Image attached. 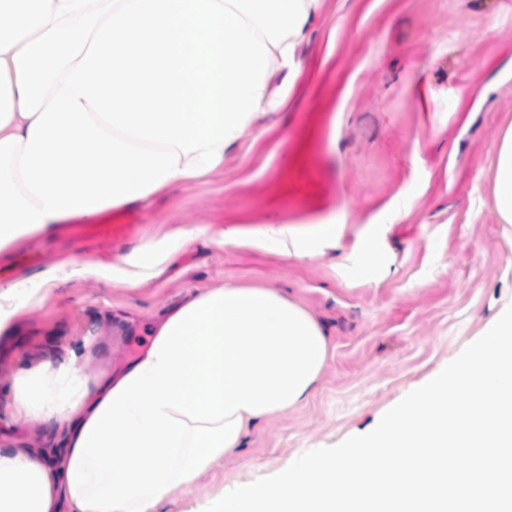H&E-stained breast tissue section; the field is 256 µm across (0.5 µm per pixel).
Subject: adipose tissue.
<instances>
[{
    "label": "adipose tissue",
    "mask_w": 512,
    "mask_h": 512,
    "mask_svg": "<svg viewBox=\"0 0 512 512\" xmlns=\"http://www.w3.org/2000/svg\"><path fill=\"white\" fill-rule=\"evenodd\" d=\"M321 0H0V247L74 216L194 181L279 112L276 72L296 83L299 45ZM494 203L512 224V125L497 146ZM339 227L270 225L264 244L296 259ZM197 238L186 227L126 265L63 260L0 289V334L59 285L93 277L134 288ZM320 326L271 288L203 290L164 314L146 352L88 381L74 360L20 369V420L45 448H0V512H155L232 454L260 418L295 406L326 362Z\"/></svg>",
    "instance_id": "ef3b65f1"
}]
</instances>
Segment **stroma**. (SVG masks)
I'll list each match as a JSON object with an SVG mask.
<instances>
[{"instance_id": "obj_1", "label": "stroma", "mask_w": 512, "mask_h": 512, "mask_svg": "<svg viewBox=\"0 0 512 512\" xmlns=\"http://www.w3.org/2000/svg\"><path fill=\"white\" fill-rule=\"evenodd\" d=\"M298 54L296 87L280 73L270 85L287 109L260 115L211 173L135 204L139 231L99 259L121 264L183 226L203 240L137 288L89 277L53 289L0 335V448L45 445L39 420L11 414L4 390L19 369L73 349L88 378L117 372L196 290L272 288L318 322L328 357L307 401L250 427L234 454L157 507L204 512L308 450L373 430L512 304V245L491 184L512 124V0H324ZM325 219L342 231L314 257L260 242L270 224L303 231ZM377 225L389 273L370 283L345 268ZM231 228L238 243L211 244ZM22 248L42 262L0 275L1 288L83 257L52 234Z\"/></svg>"}]
</instances>
